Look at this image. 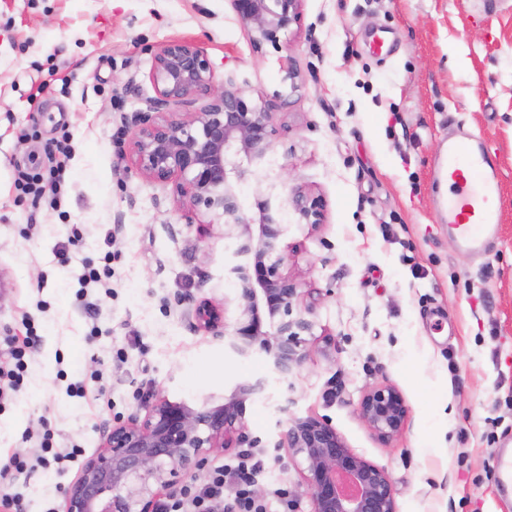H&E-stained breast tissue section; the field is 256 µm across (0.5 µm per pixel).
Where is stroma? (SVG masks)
<instances>
[{
    "label": "stroma",
    "mask_w": 512,
    "mask_h": 512,
    "mask_svg": "<svg viewBox=\"0 0 512 512\" xmlns=\"http://www.w3.org/2000/svg\"><path fill=\"white\" fill-rule=\"evenodd\" d=\"M177 38L206 50L217 81L290 96L272 165L240 187L246 213L276 178L327 202L324 224L288 230L285 270L313 322L306 360L248 405L249 443L209 465L257 451L266 512H282L280 488L311 512L301 460L276 445L289 417L310 414L388 472L397 512H512L497 478L512 452V0H305L297 35L258 53L228 0H0V364L5 337L42 338L0 405V456L34 455L46 429L93 455L103 425L144 415L153 393L193 405L269 372L186 315L209 301L226 326L237 317L223 225L187 223L186 201L127 153L130 117L156 96L154 55ZM460 123L500 164L501 222L482 255L442 217L436 163ZM63 125L73 152L58 204L20 195L19 170L48 160ZM87 259L109 260L111 293L78 296ZM77 381L85 397L68 395ZM384 381L409 407L386 444L357 412ZM80 468L53 464L13 488L27 512H64Z\"/></svg>",
    "instance_id": "1"
}]
</instances>
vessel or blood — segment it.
I'll return each mask as SVG.
<instances>
[{
	"mask_svg": "<svg viewBox=\"0 0 512 512\" xmlns=\"http://www.w3.org/2000/svg\"><path fill=\"white\" fill-rule=\"evenodd\" d=\"M498 162L486 142L464 135L449 142L438 164L452 189L447 198L448 231L458 245L470 252H482L500 222L497 177Z\"/></svg>",
	"mask_w": 512,
	"mask_h": 512,
	"instance_id": "1",
	"label": "vessel or blood"
}]
</instances>
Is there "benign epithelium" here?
<instances>
[{
	"label": "benign epithelium",
	"mask_w": 512,
	"mask_h": 512,
	"mask_svg": "<svg viewBox=\"0 0 512 512\" xmlns=\"http://www.w3.org/2000/svg\"><path fill=\"white\" fill-rule=\"evenodd\" d=\"M248 27L253 50L292 33L304 0H229ZM156 97L130 119L135 135L129 154L145 179L171 183L190 206L187 223L209 217L233 240L235 261L225 270L238 290L239 315L232 333L223 330L218 309L198 305L193 317L240 358L265 355L283 377L305 360L302 336L312 323L294 313L300 283L284 267L288 261L286 214L299 224L324 223L325 201L293 186L280 202L271 182L257 201L258 214L245 213L238 186L256 173L272 148L275 113L262 97L226 80L217 86L213 66L197 43L176 39L154 55L149 75ZM183 108L172 112L170 107ZM271 391L266 378L237 384L224 401L200 405L156 395L145 415L112 424L105 451L89 458L66 496V512H155L158 496L183 476H200L209 455L248 442L246 404ZM402 392L388 383L367 389L358 414L387 443L407 422ZM305 464L302 479L312 512H397L385 469L354 453L325 420L293 415L276 443Z\"/></svg>",
	"instance_id": "obj_1"
}]
</instances>
